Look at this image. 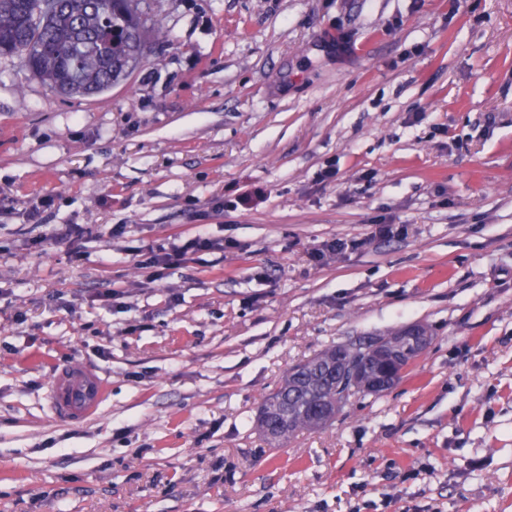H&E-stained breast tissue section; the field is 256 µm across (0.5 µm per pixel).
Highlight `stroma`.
Returning <instances> with one entry per match:
<instances>
[{
    "instance_id": "stroma-1",
    "label": "stroma",
    "mask_w": 512,
    "mask_h": 512,
    "mask_svg": "<svg viewBox=\"0 0 512 512\" xmlns=\"http://www.w3.org/2000/svg\"><path fill=\"white\" fill-rule=\"evenodd\" d=\"M148 3L100 96L0 56V512H512V0ZM200 232L238 246L139 268ZM413 323L397 385L266 443L290 367ZM73 360L109 396L62 421ZM97 373L73 361L58 368L47 392L49 410L60 420H85L97 415L107 396Z\"/></svg>"
}]
</instances>
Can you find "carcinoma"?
Segmentation results:
<instances>
[{"label":"carcinoma","mask_w":512,"mask_h":512,"mask_svg":"<svg viewBox=\"0 0 512 512\" xmlns=\"http://www.w3.org/2000/svg\"><path fill=\"white\" fill-rule=\"evenodd\" d=\"M140 0H0V55L17 56L52 93L93 97L128 74L149 37L165 31L157 21L140 24L132 5ZM422 350L397 330L389 336L334 345L288 371L261 406L257 426L271 443L331 423L336 396L377 394L374 381H400Z\"/></svg>","instance_id":"1"}]
</instances>
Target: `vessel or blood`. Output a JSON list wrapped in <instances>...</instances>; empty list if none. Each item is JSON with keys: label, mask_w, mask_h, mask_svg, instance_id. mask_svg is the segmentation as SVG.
I'll return each mask as SVG.
<instances>
[{"label": "vessel or blood", "mask_w": 512, "mask_h": 512, "mask_svg": "<svg viewBox=\"0 0 512 512\" xmlns=\"http://www.w3.org/2000/svg\"><path fill=\"white\" fill-rule=\"evenodd\" d=\"M97 373L73 361L58 368L47 392L49 410L60 420H85L97 415L107 396Z\"/></svg>", "instance_id": "b4317fda"}]
</instances>
